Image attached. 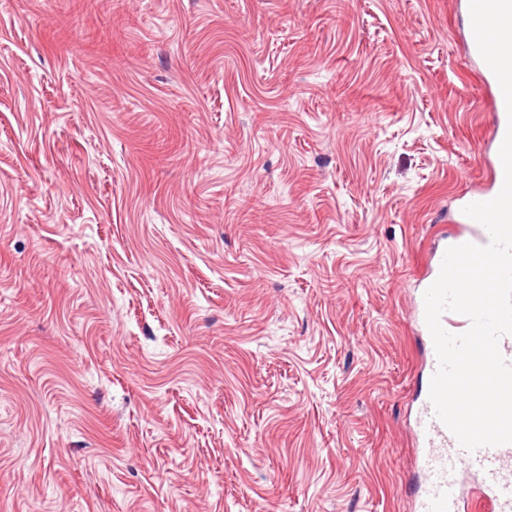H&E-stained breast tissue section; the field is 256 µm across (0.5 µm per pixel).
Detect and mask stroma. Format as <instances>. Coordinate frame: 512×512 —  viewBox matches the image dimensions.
I'll return each mask as SVG.
<instances>
[{"label":"stroma","instance_id":"1","mask_svg":"<svg viewBox=\"0 0 512 512\" xmlns=\"http://www.w3.org/2000/svg\"><path fill=\"white\" fill-rule=\"evenodd\" d=\"M466 39L464 0H0V512H414Z\"/></svg>","mask_w":512,"mask_h":512}]
</instances>
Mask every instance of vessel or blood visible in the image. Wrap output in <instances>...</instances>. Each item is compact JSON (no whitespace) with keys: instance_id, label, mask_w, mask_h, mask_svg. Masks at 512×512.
Returning <instances> with one entry per match:
<instances>
[{"instance_id":"b4317fda","label":"vessel or blood","mask_w":512,"mask_h":512,"mask_svg":"<svg viewBox=\"0 0 512 512\" xmlns=\"http://www.w3.org/2000/svg\"><path fill=\"white\" fill-rule=\"evenodd\" d=\"M494 105L492 144L495 148L488 164L485 186L473 191L470 202L495 198L504 183V168L498 153L506 135L508 118L505 99L498 80H491ZM490 235L479 222L459 214L456 231L442 239L443 247L465 243L487 245ZM416 324L424 339V370L433 376L438 367L431 333L425 321V305H416ZM430 386L422 384L421 400L413 419V435L418 448L417 463L425 481L416 501V512H462L457 474L472 471L480 480L481 494L474 504L476 512H512V443L466 450L454 434L439 420L429 398Z\"/></svg>"}]
</instances>
